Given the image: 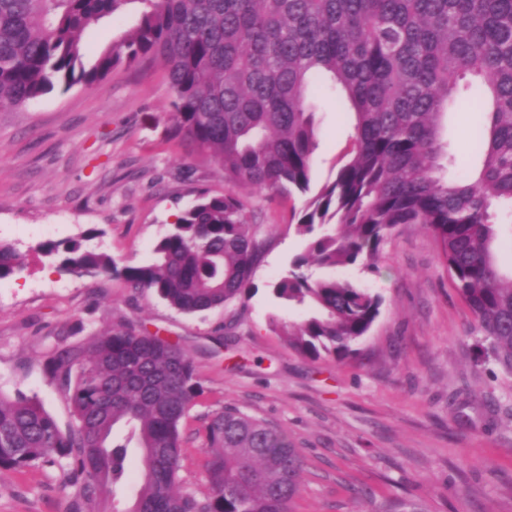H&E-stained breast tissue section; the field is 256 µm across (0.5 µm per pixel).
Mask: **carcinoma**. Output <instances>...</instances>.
<instances>
[{
	"mask_svg": "<svg viewBox=\"0 0 512 512\" xmlns=\"http://www.w3.org/2000/svg\"><path fill=\"white\" fill-rule=\"evenodd\" d=\"M134 1L133 32L85 66V32ZM150 59L166 66L175 137L205 152L227 189L200 192L148 261L120 266L79 240L41 251L69 271L119 275L185 314L250 296L264 247L242 190H309L315 98L326 89L352 111L353 148L301 209L305 252L273 285L313 313L273 329L313 360L355 355L382 298L311 266L372 269L395 229L421 224L488 352L512 372V277L491 249L494 226L512 224V0H0V109L69 88L77 71L101 86L117 66ZM462 86L485 95L488 121L475 136L479 173L452 179L441 127ZM20 269L18 251L0 243V279ZM46 367L72 423L61 429L34 397L0 394V469L66 461L79 485L73 512L117 496L134 470L139 487L121 512H292L299 449L230 408L206 426L210 494L175 490L179 428L200 393L181 345L115 326L92 345L56 347Z\"/></svg>",
	"mask_w": 512,
	"mask_h": 512,
	"instance_id": "1",
	"label": "carcinoma"
}]
</instances>
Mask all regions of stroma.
<instances>
[{
    "instance_id": "35a3bbf8",
    "label": "stroma",
    "mask_w": 512,
    "mask_h": 512,
    "mask_svg": "<svg viewBox=\"0 0 512 512\" xmlns=\"http://www.w3.org/2000/svg\"><path fill=\"white\" fill-rule=\"evenodd\" d=\"M139 12L132 0L89 29L86 59L121 40ZM172 100L155 61L120 65L100 87L58 86L0 110V242L25 264L0 279V394L36 397L68 427L48 353L120 325L178 342L195 360L203 392L180 427L182 490L209 493L206 425L230 407L284 431L300 450L293 512H512V373L488 355L422 225L387 238L373 270L337 269L383 299L358 355L341 361L303 357L270 327L274 317L307 315L271 292L305 249L296 224L306 195L247 197L246 219L265 243L256 290L200 313L178 312L118 276L58 270L38 252L93 229L91 247L120 264L142 262L200 191L224 193L223 172L174 138ZM318 105L313 196L353 143L347 106ZM485 110L468 94L449 110L452 174L480 168L473 142ZM78 491L63 461L2 470L0 512H71Z\"/></svg>"
}]
</instances>
